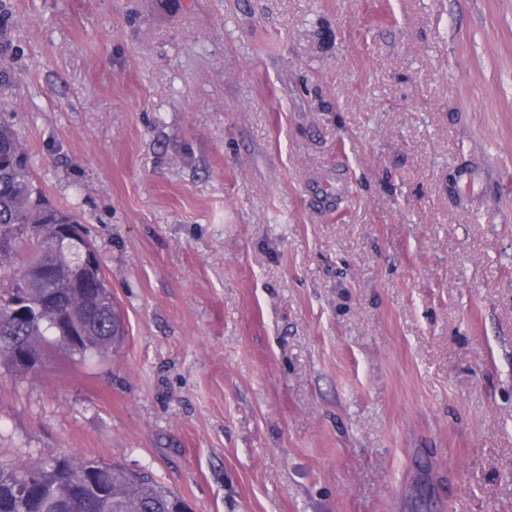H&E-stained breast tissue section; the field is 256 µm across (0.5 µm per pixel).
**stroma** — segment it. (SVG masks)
<instances>
[{
    "instance_id": "35a3bbf8",
    "label": "stroma",
    "mask_w": 512,
    "mask_h": 512,
    "mask_svg": "<svg viewBox=\"0 0 512 512\" xmlns=\"http://www.w3.org/2000/svg\"><path fill=\"white\" fill-rule=\"evenodd\" d=\"M0 56L126 327L0 368V462L512 512V0H0Z\"/></svg>"
}]
</instances>
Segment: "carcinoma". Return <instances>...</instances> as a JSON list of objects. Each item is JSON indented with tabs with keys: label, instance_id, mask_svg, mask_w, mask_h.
<instances>
[{
	"label": "carcinoma",
	"instance_id": "obj_1",
	"mask_svg": "<svg viewBox=\"0 0 512 512\" xmlns=\"http://www.w3.org/2000/svg\"><path fill=\"white\" fill-rule=\"evenodd\" d=\"M80 224L65 207L41 201L34 185L29 154L13 124L0 117V367L14 374L32 368L13 352L20 341L33 339L40 350L57 348L71 356H101L123 338L122 318L112 298L100 261L82 263V248L90 243L78 235L67 239L62 226ZM51 266L48 278L43 269ZM68 300L63 311L68 332L78 340L65 346L55 325L47 296ZM21 302L28 317L15 315ZM179 496L145 470L85 461L75 472L66 458L5 466L0 463V512H87L84 505L100 503L101 512H175Z\"/></svg>",
	"mask_w": 512,
	"mask_h": 512
}]
</instances>
